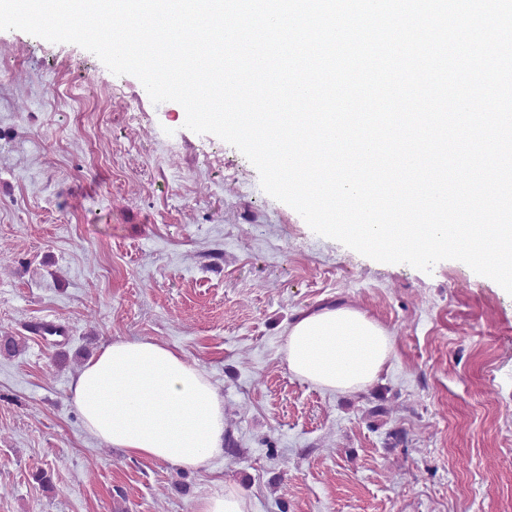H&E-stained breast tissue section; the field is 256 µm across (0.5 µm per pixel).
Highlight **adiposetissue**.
I'll return each mask as SVG.
<instances>
[{
  "instance_id": "1",
  "label": "adipose tissue",
  "mask_w": 512,
  "mask_h": 512,
  "mask_svg": "<svg viewBox=\"0 0 512 512\" xmlns=\"http://www.w3.org/2000/svg\"><path fill=\"white\" fill-rule=\"evenodd\" d=\"M393 338L358 309L321 305L289 324L291 372L338 392L371 383L390 359ZM71 399L87 432L144 459L198 469L224 452V401L181 354L151 340H115L85 364Z\"/></svg>"
}]
</instances>
